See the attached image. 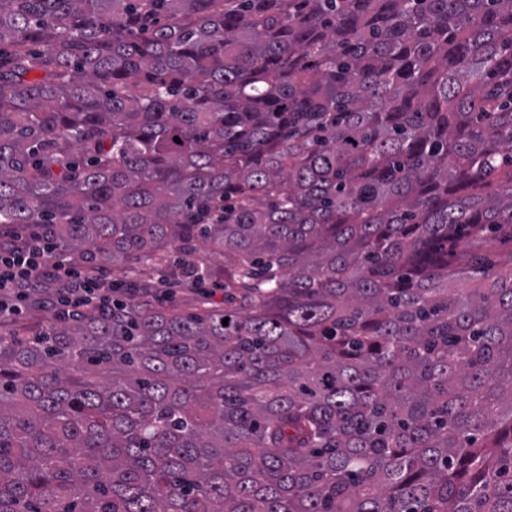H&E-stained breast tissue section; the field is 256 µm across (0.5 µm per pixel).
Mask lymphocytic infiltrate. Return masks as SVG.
Returning <instances> with one entry per match:
<instances>
[{"mask_svg": "<svg viewBox=\"0 0 512 512\" xmlns=\"http://www.w3.org/2000/svg\"><path fill=\"white\" fill-rule=\"evenodd\" d=\"M52 245L32 235L0 241V324L18 320L32 303L55 308L57 315L95 312L112 304V278L73 262L51 259Z\"/></svg>", "mask_w": 512, "mask_h": 512, "instance_id": "1", "label": "lymphocytic infiltrate"}]
</instances>
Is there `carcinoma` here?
Returning <instances> with one entry per match:
<instances>
[{
    "mask_svg": "<svg viewBox=\"0 0 512 512\" xmlns=\"http://www.w3.org/2000/svg\"><path fill=\"white\" fill-rule=\"evenodd\" d=\"M26 228L224 305L0 333V512H512V0H0Z\"/></svg>",
    "mask_w": 512,
    "mask_h": 512,
    "instance_id": "cac0c4a2",
    "label": "carcinoma"
}]
</instances>
